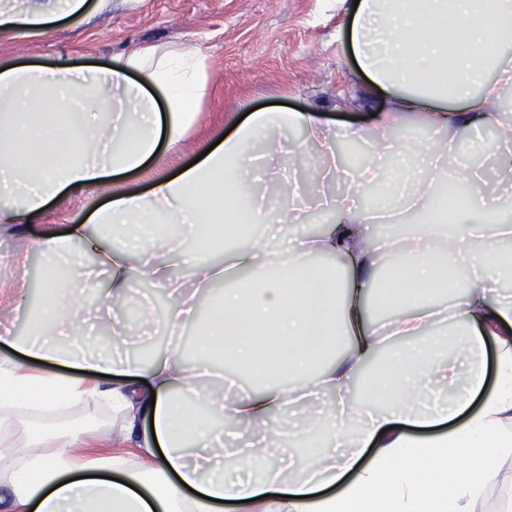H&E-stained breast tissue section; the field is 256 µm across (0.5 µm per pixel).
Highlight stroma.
Returning <instances> with one entry per match:
<instances>
[{"instance_id":"35a3bbf8","label":"stroma","mask_w":512,"mask_h":512,"mask_svg":"<svg viewBox=\"0 0 512 512\" xmlns=\"http://www.w3.org/2000/svg\"><path fill=\"white\" fill-rule=\"evenodd\" d=\"M60 22L53 30L0 36V64H96L153 49L199 48L208 54L210 92L180 145L163 149L143 172L115 179V192L142 193L155 180L173 176L201 156L250 109L281 105L322 110L337 129H370L379 98L359 75L346 40L351 0H110ZM453 151L486 168L491 179L512 167V154L498 151L491 124L453 137ZM106 201L99 188L66 192L52 200L23 231L0 233V278L25 279L31 301L40 298L43 259L31 246L47 233H65ZM28 253L26 269L15 266ZM145 311L141 338L163 345L167 337L151 311L172 300L153 280L129 287Z\"/></svg>"}]
</instances>
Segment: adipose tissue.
<instances>
[{"label": "adipose tissue", "instance_id": "adipose-tissue-1", "mask_svg": "<svg viewBox=\"0 0 512 512\" xmlns=\"http://www.w3.org/2000/svg\"><path fill=\"white\" fill-rule=\"evenodd\" d=\"M87 0H0V33L46 32L81 15ZM497 47L485 52L489 29ZM358 72L381 91L371 154L345 193L302 198L285 186L292 208L273 209L244 164L254 151L269 163L301 162L308 150L343 173L340 140L361 128L326 127L316 109L251 112L236 133L197 164L155 181L148 193L109 194L107 203L71 233L37 240L46 258L40 303L28 309V336L0 330V344L21 359L0 358V482L11 487L14 512H480L487 482L512 456V301L499 286L512 281V220L491 218L479 201L456 218L453 234L435 229L441 184H482V173L448 149L450 129L483 125L512 93V0H359L348 28ZM200 50L155 57L133 53L105 67L0 66V226L30 223L68 190L103 188L140 170L159 148H176L208 91ZM417 116L431 140L394 142L393 126ZM294 129L304 139L291 138ZM393 166L376 200L363 193ZM244 228V246L225 251L224 202ZM333 211L328 231L297 239L285 254L257 232L295 224L310 207ZM420 218L427 231L370 245L369 227ZM194 238V253L184 250ZM97 249L109 286L101 312L113 340L130 336L123 317L127 290L138 278L172 287L171 258L203 284L237 271L245 283L228 288L206 320L194 296L179 297L172 328L198 329L199 362L189 365L179 344L154 349L149 361L112 352L89 353L84 306L58 273L90 272L75 255ZM140 250L131 263L132 250ZM224 255L215 263L212 253ZM341 255L347 278L311 266L312 255ZM391 263L406 310L390 325L393 346L363 397L349 392L381 345L369 319L370 291L382 264ZM465 292L453 309L437 305L449 277ZM452 316L453 357L442 354L433 324ZM269 336L273 364L289 378L281 388L226 399L215 385V361L232 355L254 366L258 339ZM494 368L485 366L488 343ZM114 376L107 388L76 377L31 372L28 360ZM322 392L335 417L290 420L291 403ZM112 410L123 440L136 453L83 460L74 453L78 429L61 421L85 397ZM389 406L371 412L373 400ZM275 420L281 433L302 438L309 453L303 475L288 478L287 449L249 448L246 477L229 478L214 421ZM448 429L437 432L436 427Z\"/></svg>", "mask_w": 512, "mask_h": 512}]
</instances>
